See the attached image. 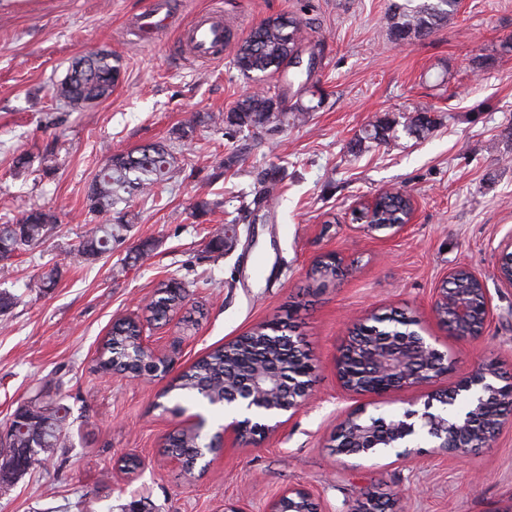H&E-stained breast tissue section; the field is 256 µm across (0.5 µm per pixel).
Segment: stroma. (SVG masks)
Here are the masks:
<instances>
[{"instance_id":"1","label":"stroma","mask_w":512,"mask_h":512,"mask_svg":"<svg viewBox=\"0 0 512 512\" xmlns=\"http://www.w3.org/2000/svg\"><path fill=\"white\" fill-rule=\"evenodd\" d=\"M152 0H0V224L29 208L54 210L49 239L0 263V289L15 295L0 315V428L39 392L60 393L71 433L55 461L26 475L0 512H119L145 498L151 512H267L291 487L308 489L321 512H350L367 492L402 493L403 512H505L512 506V426L493 447L464 462L419 439L399 456L333 454L328 438L363 407L391 416L448 391L486 359L512 377V287L497 276L499 245L512 234V0H460L456 15L426 37L389 35L390 0H170L165 33L137 39L133 20ZM222 11L234 39L261 20L289 13L311 20L302 53L315 52L311 78L283 75L287 103L321 97L305 122L262 142L230 135L220 117L255 88L235 68L232 50L192 59L178 35L197 14ZM120 57L112 93L82 109L58 87L79 57ZM432 109L437 123L422 138L386 145L365 139L386 116L404 120ZM186 138L175 132L195 115ZM161 142L175 169L149 195L135 198L110 255L78 256L90 223L87 188L114 154ZM27 164L13 165L17 155ZM283 171L263 221H242L255 175ZM400 188L415 204L398 235L364 233L353 212L378 193ZM214 208L195 216L196 202ZM239 219L238 237L210 251L213 232ZM139 260L128 257L139 246ZM333 253L343 270L319 285L314 262ZM479 275L492 312L483 336L457 340L432 313L450 270ZM57 269L52 287L40 275ZM184 283L188 301L170 322L146 330L184 369L207 352L274 316H291L314 365L313 398L259 444L228 448L204 473L186 474L162 453L166 437L197 416L177 414L164 378L120 377L98 368L113 320L137 316L161 283ZM404 312L455 367L431 383L380 397L345 392L336 359L350 321ZM141 466L122 470L125 457Z\"/></svg>"}]
</instances>
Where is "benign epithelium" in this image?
I'll return each mask as SVG.
<instances>
[{
    "label": "benign epithelium",
    "mask_w": 512,
    "mask_h": 512,
    "mask_svg": "<svg viewBox=\"0 0 512 512\" xmlns=\"http://www.w3.org/2000/svg\"><path fill=\"white\" fill-rule=\"evenodd\" d=\"M368 207H374V202H364L355 210V218L363 222V232L396 235L406 228L404 224L365 223L364 209ZM500 250L497 276L512 286L511 234L501 241ZM461 271L469 274L480 287L440 289L433 303V313L440 320L444 312L451 311L458 325L464 328L458 338L475 341L482 337L490 317L491 300L487 289L482 287V279L470 269L455 268L448 273V278ZM354 325L366 327L367 336L354 345L345 341L336 363L339 380L349 392L379 397L404 387L428 384L447 373L453 365V359L435 348L419 327L395 329L378 314H371ZM139 345L144 365L153 366L162 360L164 375L172 372V360L152 346L150 337L139 336ZM303 365L304 372L290 371L286 379L257 371L236 389L224 388V397L239 401L259 416L295 412L312 397L311 365L307 361ZM499 375L496 361L488 359L449 391L451 398L437 393L424 403L421 411L409 409L389 419L368 415L364 410L352 412L330 436L329 447L339 448L340 441L344 440L353 453L367 458L384 448H408L414 438L421 435L432 440L435 447L459 458L476 451L473 440L477 437L483 439L485 446L491 447L502 430L512 424V403L503 402L497 384ZM462 392L468 393L473 404L464 414L452 416L453 398ZM281 425L280 421L267 425L249 418L234 419L224 425L221 447L256 444ZM398 500L397 496L384 499L371 494L359 500L351 512H400ZM269 512H318V508L307 489L293 487L270 504Z\"/></svg>",
    "instance_id": "7a95c632"
}]
</instances>
